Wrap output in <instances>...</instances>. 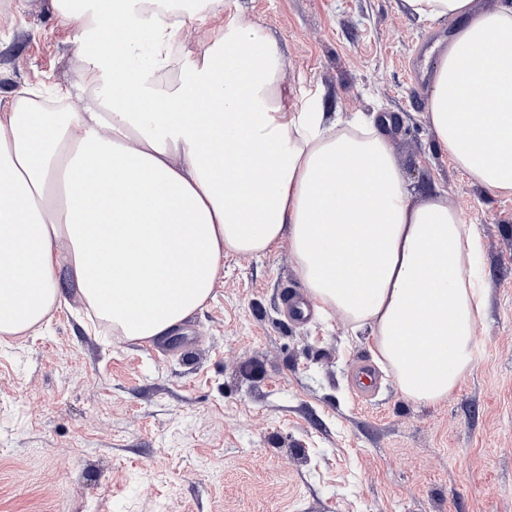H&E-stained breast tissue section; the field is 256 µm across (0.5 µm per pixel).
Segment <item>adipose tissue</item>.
I'll list each match as a JSON object with an SVG mask.
<instances>
[{"mask_svg": "<svg viewBox=\"0 0 512 512\" xmlns=\"http://www.w3.org/2000/svg\"><path fill=\"white\" fill-rule=\"evenodd\" d=\"M459 21L436 65L429 126L455 166L512 195V0H401ZM85 64L82 112L32 89L0 113V335L41 325L69 268L95 317L130 341L169 335L232 253L287 242L311 304L369 326L402 395L444 401L488 307L484 244L441 194L412 203L375 124L293 103L275 43L240 17L191 66L171 51L180 0H53Z\"/></svg>", "mask_w": 512, "mask_h": 512, "instance_id": "ef3b65f1", "label": "adipose tissue"}]
</instances>
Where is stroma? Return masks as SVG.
<instances>
[{"instance_id":"35a3bbf8","label":"stroma","mask_w":512,"mask_h":512,"mask_svg":"<svg viewBox=\"0 0 512 512\" xmlns=\"http://www.w3.org/2000/svg\"><path fill=\"white\" fill-rule=\"evenodd\" d=\"M277 45L294 97L388 116L414 202L440 190L477 225L489 307L448 399L404 398L368 331L293 322L287 244L228 255L209 301L166 340L88 332L77 286L40 326L0 337V512H512V196L473 184L426 111L454 24L400 0H224ZM82 62L51 0H0V108L15 90L73 83Z\"/></svg>"}]
</instances>
